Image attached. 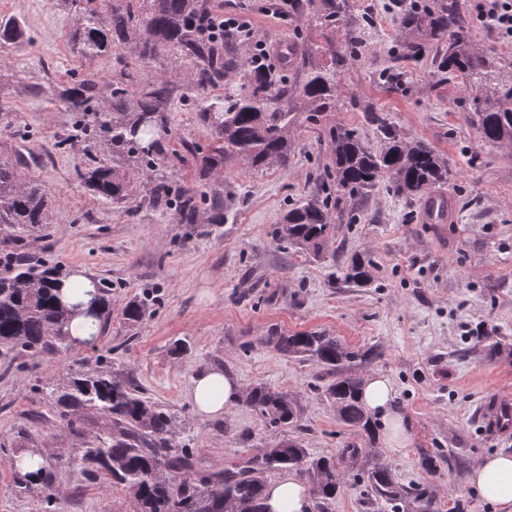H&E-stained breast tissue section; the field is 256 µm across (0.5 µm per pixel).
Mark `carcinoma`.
Returning a JSON list of instances; mask_svg holds the SVG:
<instances>
[{"label":"carcinoma","mask_w":512,"mask_h":512,"mask_svg":"<svg viewBox=\"0 0 512 512\" xmlns=\"http://www.w3.org/2000/svg\"><path fill=\"white\" fill-rule=\"evenodd\" d=\"M80 9L82 27L74 44L80 53L94 57L109 41L124 42L134 29L136 16L146 21V35L136 48L142 60L156 56L161 47L173 50L193 63L185 84L186 93L195 95L198 112L212 133L206 162L211 166L234 161L250 170L286 165L293 153L288 133L299 112L317 123L323 112L336 106L339 95L336 65L342 62L337 50L305 41L300 48L302 80L290 87L252 72L255 90L247 95L213 98L207 90L224 83L237 70L232 45L212 41L198 28L197 19L205 13L202 0H121L104 18L82 6V0H63ZM308 18L316 29L336 26L349 12V0H308ZM398 20L402 51L396 61L416 60L432 45L446 51L439 71L468 84L478 92L468 119L482 140L512 152V59L489 56L470 36L460 0H417L400 4ZM20 23L11 18L0 21V48L21 38ZM332 54V66L320 63ZM99 93L91 77L65 89L55 90V102L78 115L75 129L92 128L94 136L112 149V160H125L141 170L157 167L164 155V139L169 135L167 112L168 83L152 80L137 93L117 82L109 90L111 101L98 106L92 99ZM287 98L296 105L278 108L275 102ZM367 122L375 126L382 142L370 147L352 128L329 129L333 166L327 171L333 192L322 196L311 193L301 198L283 217L279 240L315 257L336 241L335 221L351 215L349 202L385 182L403 197H418L438 185L448 183V161L422 140L406 138L387 116L372 106L363 108ZM21 158H0V230L19 238L39 228L48 210L45 186L35 180H22ZM93 192L105 200L119 201L131 195L130 182L120 166L99 165L81 175ZM186 220H193L196 192L179 194ZM63 273L46 263H27L9 268L0 275V347L32 355L69 350V325L75 312L53 294ZM346 281L366 285L372 278V265L356 257L343 272ZM148 311L142 300L130 301L124 320L133 325ZM262 342L282 355L310 360L333 373L323 395L336 407L338 419L361 441L348 442L336 456H314L298 440L282 438L267 443L257 452L210 472L196 468L193 454L175 440L173 416L161 405L144 396L139 386L95 369L69 374L51 389L49 397L59 418L82 435V424L94 414L101 420L99 431L75 449L74 458L84 464L90 476H109L132 494V512H268V476L275 471H295L308 476L309 495L317 512H329L339 490L341 467L356 468L368 455L366 443L375 439L378 422L359 400L363 380L348 372L357 361L375 356L374 349L351 351L334 336L323 331L288 332L272 328ZM244 403L264 424L281 432L296 426L298 410L288 394L265 385L253 387ZM39 449L21 444L14 450L11 465L15 486L23 491L34 488L49 491L55 481L53 465L46 462L33 472L19 463ZM454 462L429 452L419 455L420 467L434 475L440 465ZM364 487L368 504L377 512H399L411 503L417 512H439L429 484L398 480L391 469L375 462L357 479Z\"/></svg>","instance_id":"cac0c4a2"}]
</instances>
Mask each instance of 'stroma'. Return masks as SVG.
I'll list each match as a JSON object with an SVG mask.
<instances>
[{
    "instance_id": "35a3bbf8",
    "label": "stroma",
    "mask_w": 512,
    "mask_h": 512,
    "mask_svg": "<svg viewBox=\"0 0 512 512\" xmlns=\"http://www.w3.org/2000/svg\"><path fill=\"white\" fill-rule=\"evenodd\" d=\"M270 2L206 0L208 9L250 23L252 32L237 46V71L213 94L251 91L255 46L307 39L300 10L306 0H296L284 17L269 12ZM352 2L356 13L372 15L373 24L362 31L355 58L338 69L344 92L335 110L324 112L317 125L298 120L288 164L256 172L204 167L211 130L181 94L192 72L189 60L165 51L143 60L115 42L89 61L71 42L78 11L60 0H0V19L15 17L25 30L22 40L0 48V157L30 158L23 177L42 181L53 198L41 230L18 241L0 236V273L4 260L18 257L67 272L80 268L106 281L112 308L97 343L19 355L8 374H0V512H44V492L15 490L10 459L21 430L59 462L54 512H132L124 486L89 479L82 466L64 462L79 438L58 419L48 393L80 369L98 367L136 380L174 416L176 437L200 471L255 452L274 436L242 403L218 419L196 415L191 381L211 367L232 373L246 390L263 384L287 392L298 405V425L289 436L315 456L335 455L354 435L322 395L329 376L261 343L273 327L323 330L355 351L376 348L377 358L355 372L390 380V413L404 429L398 444L379 431L378 461L402 482L431 480L443 512H494L470 487L469 475L486 456L512 454V435H491L474 417L487 396L512 397V154L484 142L466 120L474 91L439 79L436 49L409 64L403 86L388 83L399 44L394 0ZM89 73L105 90L125 73L139 81L166 80L174 90L168 152L152 175L131 172L133 192L118 202L99 198L79 177L111 164V151L100 140L73 138L74 113L50 98L53 88ZM367 105L447 158L453 176L445 191L454 221L422 223L420 200L378 186L366 200L369 221L337 225L336 242L322 258L282 249V217L307 192L322 188L331 164L325 128L358 129L377 146L363 112ZM162 180L174 196L156 204L152 190ZM183 187L199 193L190 222L175 196ZM356 256L376 263L369 285L334 275ZM135 298L148 300L150 308L131 326L123 310ZM177 340L187 352H174ZM423 449L450 453L456 463L426 475L418 458Z\"/></svg>"
}]
</instances>
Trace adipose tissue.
<instances>
[{
    "label": "adipose tissue",
    "mask_w": 512,
    "mask_h": 512,
    "mask_svg": "<svg viewBox=\"0 0 512 512\" xmlns=\"http://www.w3.org/2000/svg\"><path fill=\"white\" fill-rule=\"evenodd\" d=\"M58 297L76 310L69 327L71 336L86 344L98 340L100 322L88 313L89 308L98 304L94 282L83 273L70 274ZM242 396L238 380L220 368L198 372L188 394L196 413L204 418L229 411ZM471 483L497 512H512V455L498 454L478 463L471 473ZM267 506L270 512H310L311 499L305 484L291 475L269 485Z\"/></svg>",
    "instance_id": "1"
}]
</instances>
